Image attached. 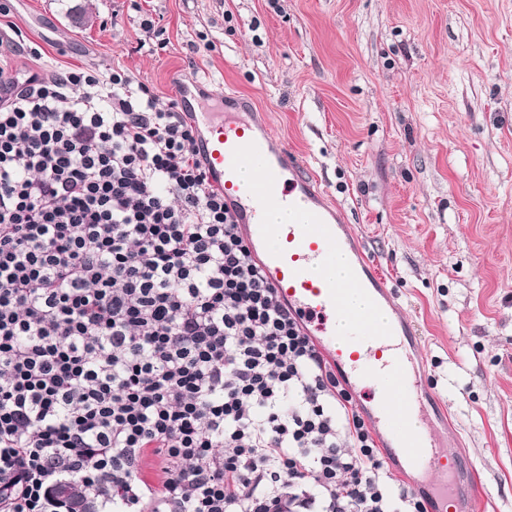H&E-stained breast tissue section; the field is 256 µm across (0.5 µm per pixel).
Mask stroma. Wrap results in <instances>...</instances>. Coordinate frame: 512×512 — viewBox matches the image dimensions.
<instances>
[{
	"mask_svg": "<svg viewBox=\"0 0 512 512\" xmlns=\"http://www.w3.org/2000/svg\"><path fill=\"white\" fill-rule=\"evenodd\" d=\"M19 73L123 68L251 99L422 339L434 421L512 512V0H11ZM154 27L142 29L145 17ZM45 56L33 60L26 43ZM210 84L215 94L190 85Z\"/></svg>",
	"mask_w": 512,
	"mask_h": 512,
	"instance_id": "stroma-1",
	"label": "stroma"
}]
</instances>
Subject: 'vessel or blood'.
I'll use <instances>...</instances> for the list:
<instances>
[{"label": "vessel or blood", "mask_w": 512, "mask_h": 512, "mask_svg": "<svg viewBox=\"0 0 512 512\" xmlns=\"http://www.w3.org/2000/svg\"><path fill=\"white\" fill-rule=\"evenodd\" d=\"M179 104L191 113L198 155L267 282L308 328L333 368L372 398L373 428L397 449L405 474L419 479L439 512H479L494 491L486 485L463 495L462 460L440 442L427 408L418 339L353 226L309 178L303 160L272 134L266 113L251 102L225 96L224 111L217 116L193 111L185 97ZM257 161L260 175L246 180ZM273 210L294 213L297 219L269 223ZM339 255L347 258L340 280L330 272ZM349 287L362 297L360 313L345 308Z\"/></svg>", "instance_id": "1"}]
</instances>
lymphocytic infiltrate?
<instances>
[{"label": "lymphocytic infiltrate", "instance_id": "lymphocytic-infiltrate-1", "mask_svg": "<svg viewBox=\"0 0 512 512\" xmlns=\"http://www.w3.org/2000/svg\"><path fill=\"white\" fill-rule=\"evenodd\" d=\"M194 142L127 70L0 48V512H428Z\"/></svg>", "mask_w": 512, "mask_h": 512}]
</instances>
